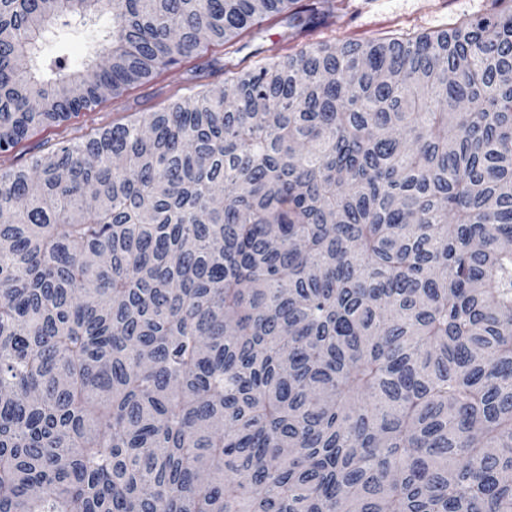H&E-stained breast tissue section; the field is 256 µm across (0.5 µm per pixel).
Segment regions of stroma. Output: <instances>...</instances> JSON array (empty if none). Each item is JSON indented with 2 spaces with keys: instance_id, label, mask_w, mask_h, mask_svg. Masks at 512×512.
Masks as SVG:
<instances>
[{
  "instance_id": "stroma-1",
  "label": "stroma",
  "mask_w": 512,
  "mask_h": 512,
  "mask_svg": "<svg viewBox=\"0 0 512 512\" xmlns=\"http://www.w3.org/2000/svg\"><path fill=\"white\" fill-rule=\"evenodd\" d=\"M489 0H349L344 15L297 32H290L286 20L273 19L243 38L229 59L233 72L243 73L276 61L278 58L308 46L324 44L342 47L348 43H364L407 31L437 34L448 30L456 21L485 11ZM108 18L90 23L74 22L61 31L49 45L50 50L65 52L73 67H80L88 43L108 25ZM222 54L212 47L182 63L178 70L135 86L120 98L108 100L94 110L81 112L57 126L32 133L9 155L0 156V172L24 168L53 150L58 143L78 138L115 121H127L144 112H153L169 104L174 94L187 92L194 84L197 70H204L203 81L210 87H223V71L207 70L206 64Z\"/></svg>"
}]
</instances>
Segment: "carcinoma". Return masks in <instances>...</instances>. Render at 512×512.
<instances>
[{"mask_svg":"<svg viewBox=\"0 0 512 512\" xmlns=\"http://www.w3.org/2000/svg\"><path fill=\"white\" fill-rule=\"evenodd\" d=\"M347 7L0 0V153ZM0 512H512V0L0 174ZM108 23L109 19L107 17H102L94 22H87L85 25L79 21L72 22V29L61 31L59 37L47 44V47L53 52L61 49L70 57L73 67L82 69L81 64L85 57L88 42L94 39L98 31Z\"/></svg>","mask_w":512,"mask_h":512,"instance_id":"carcinoma-1","label":"carcinoma"}]
</instances>
